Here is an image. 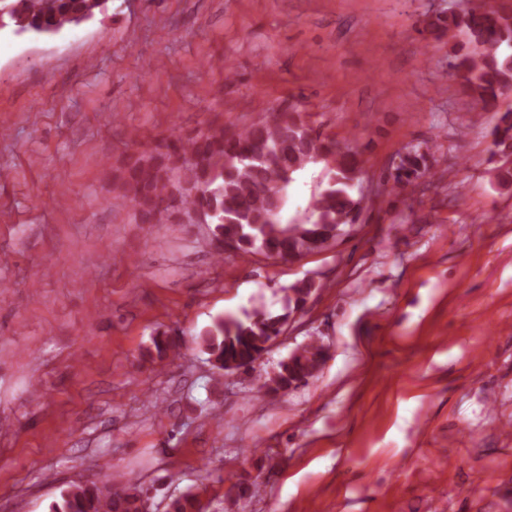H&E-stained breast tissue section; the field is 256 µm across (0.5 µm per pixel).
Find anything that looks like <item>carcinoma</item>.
<instances>
[{"label": "carcinoma", "instance_id": "1", "mask_svg": "<svg viewBox=\"0 0 512 512\" xmlns=\"http://www.w3.org/2000/svg\"><path fill=\"white\" fill-rule=\"evenodd\" d=\"M107 0H0V29L18 36L47 38L104 13ZM429 26L439 35L461 29L468 35L465 52H454L462 86L482 109L497 113L494 144L512 156V107L500 98L512 89V9L491 8L475 0L462 15H438ZM322 163L328 187L312 197L307 215L282 222L288 186L310 164ZM360 172L357 154L314 132L300 113L273 109L258 122L232 131L210 129L188 141L170 139L153 153L128 156L118 177L120 198L131 204L142 224H161L179 216L196 218L218 239L235 238L234 253L302 257L336 238L356 223L361 199L353 188ZM421 147L407 151L384 183L411 186L424 193L436 184ZM312 281L285 289L286 313L272 317L255 309L245 318L214 320L205 343L222 371L229 361L244 366L255 361L268 343L284 331L288 312L306 301ZM294 371L310 379L318 368L320 345L311 340L297 348ZM257 389L277 393L288 388V365L257 378ZM141 492L114 491L109 484L73 482L49 505V512H144ZM169 512H200L197 499L186 494L169 504Z\"/></svg>", "mask_w": 512, "mask_h": 512}]
</instances>
